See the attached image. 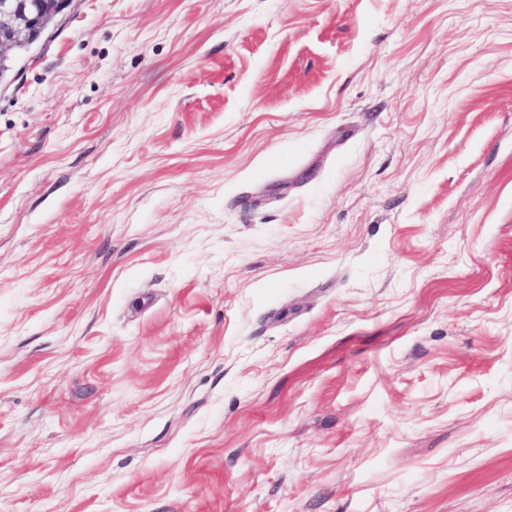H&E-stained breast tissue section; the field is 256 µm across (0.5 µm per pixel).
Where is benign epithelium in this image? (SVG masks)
I'll return each instance as SVG.
<instances>
[{
    "label": "benign epithelium",
    "mask_w": 512,
    "mask_h": 512,
    "mask_svg": "<svg viewBox=\"0 0 512 512\" xmlns=\"http://www.w3.org/2000/svg\"><path fill=\"white\" fill-rule=\"evenodd\" d=\"M74 0H0V65H16Z\"/></svg>",
    "instance_id": "benign-epithelium-1"
}]
</instances>
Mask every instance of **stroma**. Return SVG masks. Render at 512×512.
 <instances>
[{"label": "stroma", "instance_id": "obj_1", "mask_svg": "<svg viewBox=\"0 0 512 512\" xmlns=\"http://www.w3.org/2000/svg\"><path fill=\"white\" fill-rule=\"evenodd\" d=\"M0 512H512V0H74L0 88Z\"/></svg>", "mask_w": 512, "mask_h": 512}]
</instances>
